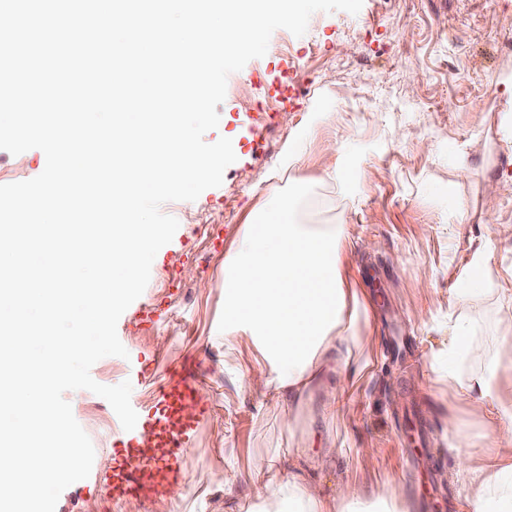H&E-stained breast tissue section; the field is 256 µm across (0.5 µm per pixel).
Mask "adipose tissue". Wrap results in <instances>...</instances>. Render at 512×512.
<instances>
[{
	"label": "adipose tissue",
	"instance_id": "ef3b65f1",
	"mask_svg": "<svg viewBox=\"0 0 512 512\" xmlns=\"http://www.w3.org/2000/svg\"><path fill=\"white\" fill-rule=\"evenodd\" d=\"M303 193H271L256 223L241 227L224 262V342L250 337L265 362L252 373L250 391L287 404L284 421L295 429L301 404L320 373L370 365L363 330L372 314L370 295L346 274L345 225L315 226L303 218ZM441 376L468 399L472 414H492L483 458L458 456L456 466L474 490L470 512H512V361L491 355L466 314L448 320V345L434 356ZM334 447L309 454L289 449L279 465L261 459L255 475L277 501L279 512H409L401 498L370 495L348 481L335 498L306 470L330 469Z\"/></svg>",
	"mask_w": 512,
	"mask_h": 512
}]
</instances>
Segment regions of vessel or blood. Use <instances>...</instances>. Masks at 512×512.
<instances>
[{
  "label": "vessel or blood",
  "instance_id": "vessel-or-blood-1",
  "mask_svg": "<svg viewBox=\"0 0 512 512\" xmlns=\"http://www.w3.org/2000/svg\"><path fill=\"white\" fill-rule=\"evenodd\" d=\"M207 414L194 381L182 378L160 387L153 411H139L133 430L125 432L118 464L103 486L118 501L135 493L151 498L179 479L184 453Z\"/></svg>",
  "mask_w": 512,
  "mask_h": 512
}]
</instances>
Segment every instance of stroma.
I'll list each match as a JSON object with an SVG mask.
<instances>
[{
  "mask_svg": "<svg viewBox=\"0 0 512 512\" xmlns=\"http://www.w3.org/2000/svg\"><path fill=\"white\" fill-rule=\"evenodd\" d=\"M512 0H363L358 14L318 12L306 33L273 32L266 55L227 85L206 143L231 139L236 160L220 186L193 201L162 205L179 227L156 254L143 294L121 315L117 334L128 358L91 368L103 385L130 381L131 401L149 408L157 388L182 374L199 380L210 411L184 458L173 491L150 499H109L100 482L116 463L121 423L102 397L67 392L90 437L89 478L67 487L56 512H224L231 495L256 494L257 458L286 455L294 436L312 449L334 441L336 462L316 473L327 496L348 480L371 493L398 494L411 512H464L471 487L458 454L482 455L491 418L476 419L431 366L442 349L454 290L471 259L489 253L491 296L465 305L478 332L494 333L512 309L501 277L512 266ZM306 137L296 164L281 169L289 141ZM430 150H422V143ZM46 165L31 149H0V185L32 179ZM349 184L323 179L328 166ZM501 191L483 207L487 178ZM302 182L316 224L346 225L347 271L374 301L362 380L331 372L325 386L346 393L336 416L320 394L304 406L296 434L286 405L244 383L259 352L248 338L224 346V260L248 211L271 187ZM428 278L430 288L419 285ZM461 428L449 435L446 420ZM372 448L371 457L360 454Z\"/></svg>",
  "mask_w": 512,
  "mask_h": 512,
  "instance_id": "1",
  "label": "stroma"
}]
</instances>
